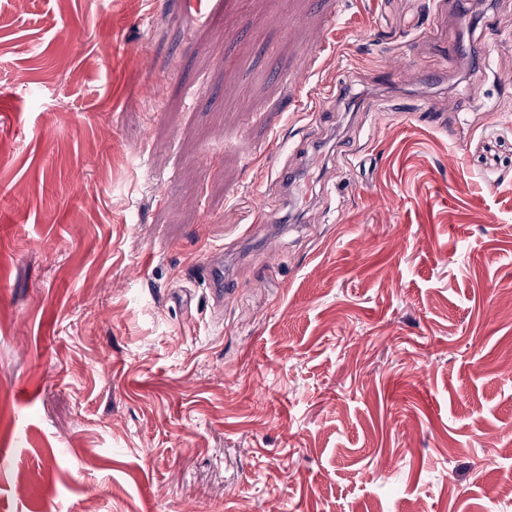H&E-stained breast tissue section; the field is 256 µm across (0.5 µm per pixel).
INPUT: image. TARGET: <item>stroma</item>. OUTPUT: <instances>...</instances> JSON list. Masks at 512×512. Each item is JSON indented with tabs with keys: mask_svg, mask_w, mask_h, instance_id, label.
I'll return each mask as SVG.
<instances>
[{
	"mask_svg": "<svg viewBox=\"0 0 512 512\" xmlns=\"http://www.w3.org/2000/svg\"><path fill=\"white\" fill-rule=\"evenodd\" d=\"M484 3L0 0V512H512ZM223 247L219 246L211 251L209 263L205 266V281L212 298L222 305L231 298V288L224 285V259Z\"/></svg>",
	"mask_w": 512,
	"mask_h": 512,
	"instance_id": "stroma-1",
	"label": "stroma"
}]
</instances>
